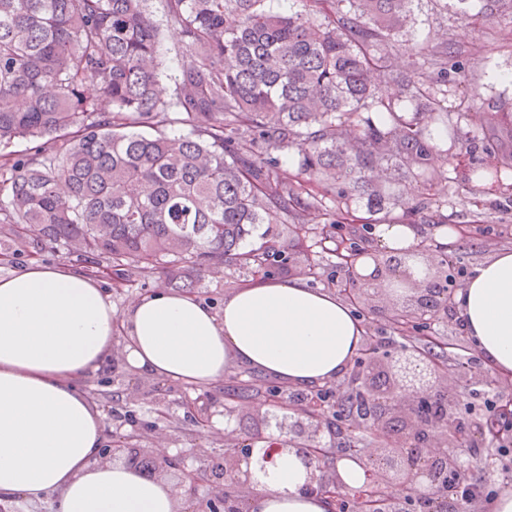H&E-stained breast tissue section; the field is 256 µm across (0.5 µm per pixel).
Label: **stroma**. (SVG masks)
I'll return each mask as SVG.
<instances>
[{
  "instance_id": "obj_1",
  "label": "stroma",
  "mask_w": 512,
  "mask_h": 512,
  "mask_svg": "<svg viewBox=\"0 0 512 512\" xmlns=\"http://www.w3.org/2000/svg\"><path fill=\"white\" fill-rule=\"evenodd\" d=\"M453 32L466 44L483 45L484 51L477 59L466 60L473 87L479 93L472 103L480 109L483 100L494 98L505 101L512 109V84L494 82L495 74L512 72V36L503 32L493 33L489 28L460 26L454 14L436 10H424L419 16L413 36L414 41L431 40L442 31ZM462 131L477 136V149L473 154L474 165H483L494 158L512 152V127L500 126L489 131L482 128L479 118L463 123ZM448 181L441 194V213L449 224L458 226L460 238L453 251L452 264L434 261L432 280L447 282L449 291L461 288L474 266L498 251L512 250V170L505 173L504 188L491 191L484 189L476 179L463 170L447 169ZM320 223H312L306 238L309 254L319 265L318 277L308 279L312 288L338 293L348 286L353 277L349 269L338 267L336 257L318 243ZM7 253V260H0V275L23 268L31 262L63 264L79 270L83 261L66 254L63 248L48 246L33 251L28 244L0 237V253ZM248 274L224 270L205 277L194 297L221 311L225 297L251 282ZM363 308L371 309L368 322L376 335H389L386 322L391 312L409 307L411 295L394 296L389 292H376L361 287ZM425 322L439 336L447 339L449 368H456L460 356L472 357L476 349L459 325L456 311L426 317ZM115 367L81 380L80 387L103 414L104 433H136L142 447L153 449L158 442H166L173 452L184 454L190 468L200 466L201 455L221 456L224 453V434L240 429L244 423H252L261 430H268V416L272 406L266 394L252 396L248 401H230L224 394L227 383L253 377V370L232 368L221 383L215 385H182L140 374L123 356H115ZM210 398V413L217 426L209 438H200L196 426L188 416L191 407L200 406L202 398ZM166 404L167 417H157L156 403Z\"/></svg>"
}]
</instances>
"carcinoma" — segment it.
<instances>
[{
    "mask_svg": "<svg viewBox=\"0 0 512 512\" xmlns=\"http://www.w3.org/2000/svg\"><path fill=\"white\" fill-rule=\"evenodd\" d=\"M267 0H163L168 23L181 38L178 74L169 98L158 95L163 74L161 33L148 0H0V146L26 140L25 154L0 153V235L41 248L59 244L93 276L120 291L132 276L163 270L168 288L192 293L203 278L232 267L268 276L283 269L288 242L260 231L286 224L293 247L316 275L302 238L307 224L329 216L322 240H337V264L356 255L348 226L397 205L411 224H443L434 210L444 171L434 162L431 131L455 138L470 112L460 96L470 85L457 59L472 54L443 31L415 44L410 64L399 62L395 41L413 28L428 4L452 8L466 26L485 19L512 28V0H304L303 11H274ZM397 88L393 96L382 85ZM485 126L512 125V113L487 103ZM176 114L173 120L170 115ZM177 122L184 131L167 132ZM150 132L145 133L143 129ZM297 165L301 179L284 167ZM475 169L497 188L499 165ZM419 184L413 204L385 184ZM393 336L366 333L363 356L405 340L401 347L445 369L448 342L397 312ZM256 380L227 389L231 400L259 392ZM333 391L309 393L284 386L271 392L281 414H303L324 427L329 441L289 432L305 464L333 454L365 451L360 434L381 444L399 429L379 415L384 396L354 378L332 403ZM419 448L429 434L458 430L448 402L416 406ZM129 464L158 472L159 462L118 436ZM281 440L248 430L224 439V457L205 466L218 482L240 448H252L253 479ZM436 496L399 505L379 484L341 499L336 482L320 479L336 512H433L455 489L454 472L432 465Z\"/></svg>",
    "mask_w": 512,
    "mask_h": 512,
    "instance_id": "1",
    "label": "carcinoma"
}]
</instances>
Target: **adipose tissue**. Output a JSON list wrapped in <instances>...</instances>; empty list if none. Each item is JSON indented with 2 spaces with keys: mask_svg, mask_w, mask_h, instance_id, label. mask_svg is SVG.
Returning a JSON list of instances; mask_svg holds the SVG:
<instances>
[{
  "mask_svg": "<svg viewBox=\"0 0 512 512\" xmlns=\"http://www.w3.org/2000/svg\"><path fill=\"white\" fill-rule=\"evenodd\" d=\"M375 244L401 255L403 278L425 284L424 228L385 223ZM466 336L486 365L512 375V251L475 266L454 295ZM140 372L182 384L223 381L237 364L300 388L341 377L362 329L335 294L301 278L258 280L213 313L193 298L155 291L130 299L123 317L95 279L63 265L32 264L0 276V501L57 494V512H181L183 495L122 463L99 460L100 412L77 389L112 356L116 331ZM320 471L291 451L273 477L251 486L245 512H326Z\"/></svg>",
  "mask_w": 512,
  "mask_h": 512,
  "instance_id": "obj_1",
  "label": "adipose tissue"
}]
</instances>
